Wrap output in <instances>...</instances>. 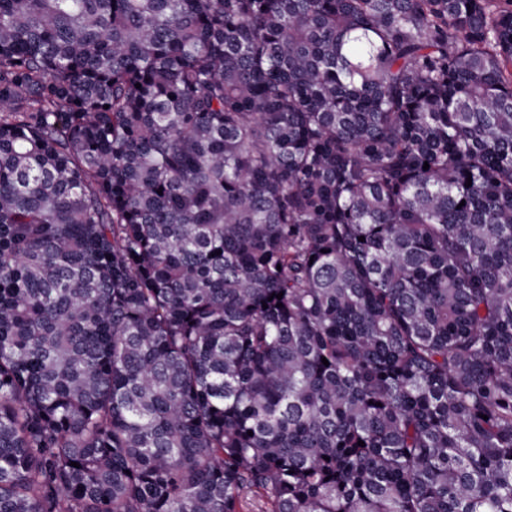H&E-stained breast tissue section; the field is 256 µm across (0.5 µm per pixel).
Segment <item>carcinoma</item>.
<instances>
[{
  "label": "carcinoma",
  "mask_w": 512,
  "mask_h": 512,
  "mask_svg": "<svg viewBox=\"0 0 512 512\" xmlns=\"http://www.w3.org/2000/svg\"><path fill=\"white\" fill-rule=\"evenodd\" d=\"M250 495L512 512V0H0V512Z\"/></svg>",
  "instance_id": "1"
}]
</instances>
